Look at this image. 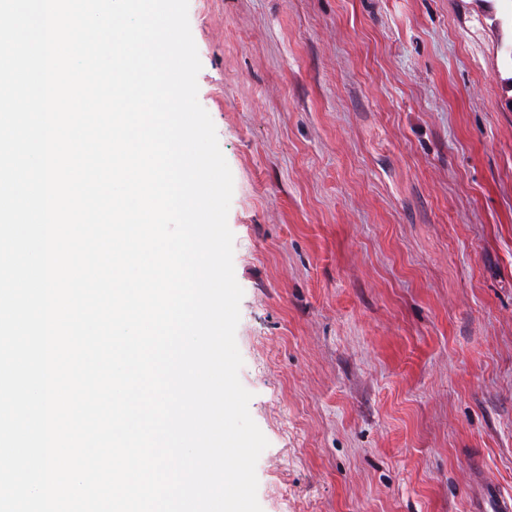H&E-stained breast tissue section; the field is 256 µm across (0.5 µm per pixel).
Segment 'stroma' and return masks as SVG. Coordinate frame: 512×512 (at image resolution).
<instances>
[{
  "label": "stroma",
  "instance_id": "obj_1",
  "mask_svg": "<svg viewBox=\"0 0 512 512\" xmlns=\"http://www.w3.org/2000/svg\"><path fill=\"white\" fill-rule=\"evenodd\" d=\"M262 512L512 496V0H189Z\"/></svg>",
  "mask_w": 512,
  "mask_h": 512
}]
</instances>
